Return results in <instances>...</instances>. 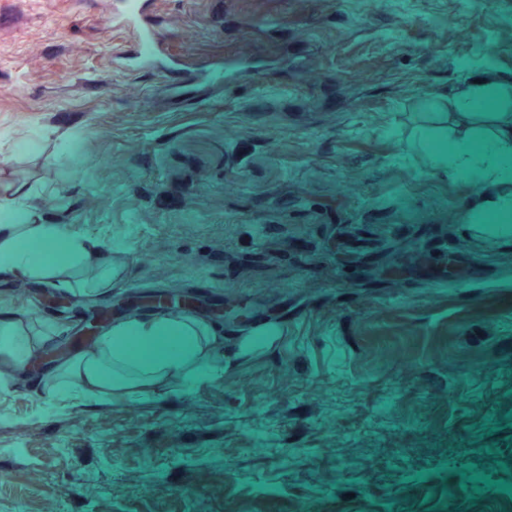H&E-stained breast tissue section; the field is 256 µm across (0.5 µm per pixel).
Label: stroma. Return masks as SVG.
<instances>
[{"label":"stroma","mask_w":512,"mask_h":512,"mask_svg":"<svg viewBox=\"0 0 512 512\" xmlns=\"http://www.w3.org/2000/svg\"><path fill=\"white\" fill-rule=\"evenodd\" d=\"M144 2L170 57H237L232 82L144 77L112 0H0V173L47 184L53 217L129 263L69 294L54 353L94 306L176 288L221 320L224 377L134 420L25 380L0 393V512H501L512 238L461 223L476 190L407 147L418 89L488 71L456 31L512 36V0ZM347 177L359 197L337 195Z\"/></svg>","instance_id":"stroma-1"}]
</instances>
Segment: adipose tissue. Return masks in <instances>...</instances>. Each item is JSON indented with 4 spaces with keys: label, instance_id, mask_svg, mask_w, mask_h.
<instances>
[{
    "label": "adipose tissue",
    "instance_id": "obj_1",
    "mask_svg": "<svg viewBox=\"0 0 512 512\" xmlns=\"http://www.w3.org/2000/svg\"><path fill=\"white\" fill-rule=\"evenodd\" d=\"M410 149L428 152L435 167L459 174L478 167L476 216L512 217V85L493 80L450 97L427 112ZM43 184L0 191V279L40 280L75 294L96 295L126 278V258L100 240L42 216L34 200ZM54 325L16 313L0 318V392L58 341ZM224 376V339L200 316L183 311L129 315L47 372L43 392L60 399H149Z\"/></svg>",
    "mask_w": 512,
    "mask_h": 512
}]
</instances>
